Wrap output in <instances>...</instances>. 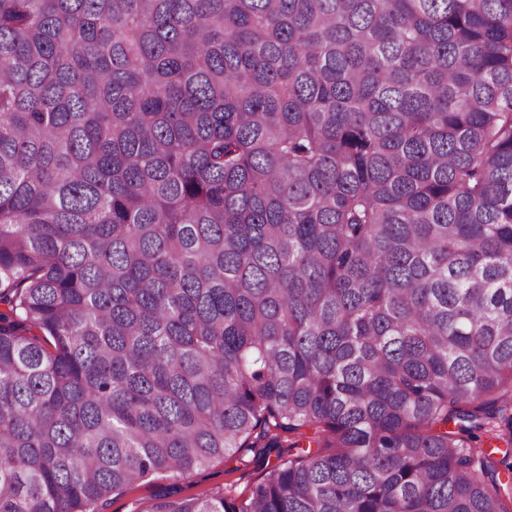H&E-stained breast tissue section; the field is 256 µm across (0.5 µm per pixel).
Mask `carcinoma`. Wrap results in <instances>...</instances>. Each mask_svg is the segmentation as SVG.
<instances>
[{
    "mask_svg": "<svg viewBox=\"0 0 512 512\" xmlns=\"http://www.w3.org/2000/svg\"><path fill=\"white\" fill-rule=\"evenodd\" d=\"M0 512H512V0H0ZM277 450L261 457L250 450L215 460L207 469L174 479L158 474L125 491L113 495L103 512H150L164 489L177 490L178 497H205L224 492L232 486L237 494H246L252 482L276 461Z\"/></svg>",
    "mask_w": 512,
    "mask_h": 512,
    "instance_id": "obj_1",
    "label": "carcinoma"
}]
</instances>
